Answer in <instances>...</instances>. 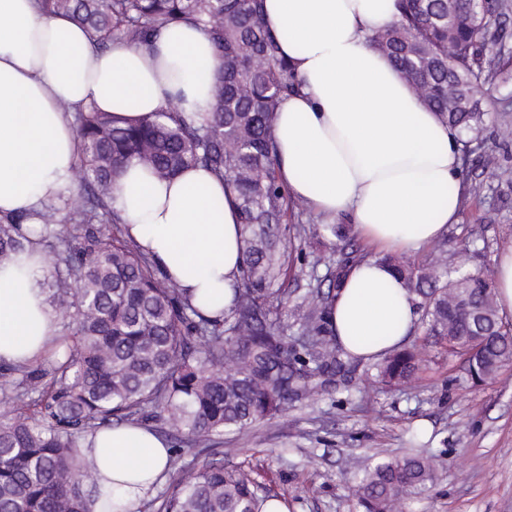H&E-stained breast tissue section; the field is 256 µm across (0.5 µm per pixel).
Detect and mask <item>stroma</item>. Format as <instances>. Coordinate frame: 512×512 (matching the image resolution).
I'll use <instances>...</instances> for the list:
<instances>
[{
    "instance_id": "35a3bbf8",
    "label": "stroma",
    "mask_w": 512,
    "mask_h": 512,
    "mask_svg": "<svg viewBox=\"0 0 512 512\" xmlns=\"http://www.w3.org/2000/svg\"><path fill=\"white\" fill-rule=\"evenodd\" d=\"M486 113L480 155L462 168L466 196L459 223L444 238L449 261L467 250L469 263L494 270V258L512 244V81L482 96ZM285 286L290 295L282 321L289 335L299 325L292 310L310 285L327 279L336 262V239L298 241ZM418 381L378 390L366 402L374 364L361 362L349 383L318 395L288 414L245 433L224 434V464L241 467L290 512H360L352 494L355 473L370 463L404 455L436 454L432 485L399 512H512V363L495 379L473 384L461 360L438 348L423 350Z\"/></svg>"
}]
</instances>
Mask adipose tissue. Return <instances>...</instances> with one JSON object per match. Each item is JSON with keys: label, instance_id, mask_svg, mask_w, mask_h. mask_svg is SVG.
Here are the masks:
<instances>
[{"label": "adipose tissue", "instance_id": "adipose-tissue-1", "mask_svg": "<svg viewBox=\"0 0 512 512\" xmlns=\"http://www.w3.org/2000/svg\"><path fill=\"white\" fill-rule=\"evenodd\" d=\"M262 9L301 83L273 130L290 196L324 220L350 218L376 251L432 246L460 221L461 145L371 43L398 19V0H263ZM214 65L208 36L191 24H171L149 49L116 40L100 51L36 0H0V219L23 216L29 239L25 255L0 257V364L61 352L36 214L71 185L82 152L71 110L141 118L174 102L201 113ZM112 207L125 237L194 307L223 312L242 267L239 212L223 178L198 167L155 182L131 162ZM415 320L402 281L375 259L352 267L329 315L343 349L364 360L400 347ZM84 451L97 464L90 512H139L169 473L168 445L141 425L99 431Z\"/></svg>", "mask_w": 512, "mask_h": 512}]
</instances>
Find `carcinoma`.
<instances>
[{
    "label": "carcinoma",
    "instance_id": "carcinoma-1",
    "mask_svg": "<svg viewBox=\"0 0 512 512\" xmlns=\"http://www.w3.org/2000/svg\"><path fill=\"white\" fill-rule=\"evenodd\" d=\"M63 13L103 50L114 38L150 48L169 25L189 22L209 35L215 57L213 102L201 120L168 105L147 118L74 114L83 156L74 176V224L56 204L38 214L47 242L45 284L67 319L63 357L47 364L0 365V512H88L93 464L81 452L96 430L161 422L181 435L172 491L146 512H260L270 495L244 470L201 458L321 392L352 372L336 340L329 307L351 264L364 255L343 226H285L289 196L277 175L272 135L281 101L299 87L279 56L261 0H39ZM401 18L373 37L424 103L469 142L479 139L482 84L512 76L491 66L485 39L490 11L477 0H401ZM136 160L157 180L203 166L238 200L243 265L232 305L202 316L149 257L122 235L112 192ZM23 218L0 220V256L25 250ZM341 241L328 290L317 283L299 306L300 334L286 335L276 310L289 271L287 239ZM381 261L403 278L426 345L460 357L476 379L512 363V325L499 316L495 282L461 262L448 267L445 243L419 263ZM384 388L409 387L423 369L421 348H402L375 364ZM431 457L388 459L354 486L362 512H398L405 497L435 477Z\"/></svg>",
    "mask_w": 512,
    "mask_h": 512
}]
</instances>
